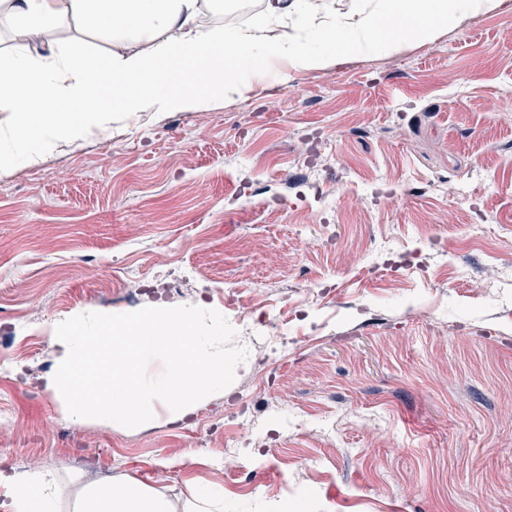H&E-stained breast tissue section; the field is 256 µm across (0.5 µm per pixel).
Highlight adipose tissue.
Segmentation results:
<instances>
[{
	"instance_id": "obj_1",
	"label": "adipose tissue",
	"mask_w": 512,
	"mask_h": 512,
	"mask_svg": "<svg viewBox=\"0 0 512 512\" xmlns=\"http://www.w3.org/2000/svg\"><path fill=\"white\" fill-rule=\"evenodd\" d=\"M503 0H264L262 21L224 29L204 22V7L224 0H0V28L45 36L73 24L125 44L104 58L72 41L45 55L17 46L0 63V176L108 126L117 113L196 111L240 95L252 83L327 67L342 55L368 56L403 42L429 41L468 17L497 11ZM147 40L148 50L134 49ZM183 64L176 83L169 63ZM10 485L9 512H58L63 486L50 473ZM71 512H174L159 490L138 482L86 486Z\"/></svg>"
}]
</instances>
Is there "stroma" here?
<instances>
[{
  "label": "stroma",
  "instance_id": "1",
  "mask_svg": "<svg viewBox=\"0 0 512 512\" xmlns=\"http://www.w3.org/2000/svg\"><path fill=\"white\" fill-rule=\"evenodd\" d=\"M504 86L512 9L196 112L124 115L0 177V462L56 475L60 512L121 479L177 504L219 486L230 512H512ZM477 167L482 241L449 199ZM385 238L426 274H374ZM198 300L236 317L249 355L182 424L76 426L45 390L55 319ZM231 395L248 409L229 458Z\"/></svg>",
  "mask_w": 512,
  "mask_h": 512
}]
</instances>
